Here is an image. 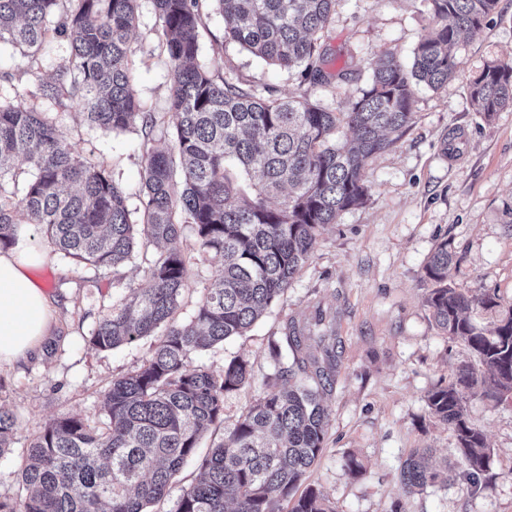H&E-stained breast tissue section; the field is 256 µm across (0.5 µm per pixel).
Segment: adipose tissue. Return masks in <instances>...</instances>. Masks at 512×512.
Listing matches in <instances>:
<instances>
[{
    "instance_id": "ef3b65f1",
    "label": "adipose tissue",
    "mask_w": 512,
    "mask_h": 512,
    "mask_svg": "<svg viewBox=\"0 0 512 512\" xmlns=\"http://www.w3.org/2000/svg\"><path fill=\"white\" fill-rule=\"evenodd\" d=\"M16 247L0 251V363L27 359L54 334L48 293L31 277L46 252L25 231Z\"/></svg>"
}]
</instances>
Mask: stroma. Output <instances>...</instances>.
I'll list each match as a JSON object with an SVG mask.
<instances>
[{
    "label": "stroma",
    "mask_w": 512,
    "mask_h": 512,
    "mask_svg": "<svg viewBox=\"0 0 512 512\" xmlns=\"http://www.w3.org/2000/svg\"><path fill=\"white\" fill-rule=\"evenodd\" d=\"M199 28L198 65L215 78L242 83L261 98L306 97L334 111L345 108L372 74L374 62L394 53L411 64L418 43L433 29L425 0H337L321 40L330 48V71L347 70L350 81L315 86L300 69L285 70L253 56L224 36V17L214 0H204ZM161 22L153 0H138L131 35L133 87L144 111L162 114L173 90L172 65L161 45ZM492 61H512V0H499L481 33L462 44L456 73L448 85L415 89L414 124L390 149L372 156L366 168L364 204L326 225L307 264L284 295L245 335L196 354L194 363L221 370L239 356L252 369L249 384L224 398V422L200 440L206 454L221 442L240 416L278 387L268 355L288 320L310 315L315 306L336 312L342 353L336 385L324 399V450L305 485L323 492L334 512H512V399L498 404L475 395L466 400L470 423L492 450L477 486L451 479L405 494L401 461L410 450L428 448L433 462L458 472L459 453L448 427L433 418L427 394L452 381L471 356L435 326L425 302L432 284L424 268L440 243L454 260L448 280L471 294H496L500 305L474 309L484 327L512 308V110L487 118L475 112L470 84ZM20 48L0 46V98L52 113L69 143L81 153L103 156L125 188L130 210L140 207L145 152L139 128L102 132L82 119L80 99L65 109L34 98L49 80V66L27 68ZM178 245L191 256L180 321H189L219 256L198 259L192 231ZM33 278L53 297L57 336L42 354L0 366V406L14 413L9 451L0 456V498L25 490L21 464L32 438L50 420L77 415L102 419L104 391L112 378L134 372L150 356L152 339L110 351L88 344L96 322L113 302L144 282L145 264L131 259L120 284L49 255ZM355 457L359 473L344 464Z\"/></svg>",
    "instance_id": "1"
}]
</instances>
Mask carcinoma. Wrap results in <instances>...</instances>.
<instances>
[{
    "label": "carcinoma",
    "mask_w": 512,
    "mask_h": 512,
    "mask_svg": "<svg viewBox=\"0 0 512 512\" xmlns=\"http://www.w3.org/2000/svg\"><path fill=\"white\" fill-rule=\"evenodd\" d=\"M214 2L225 36L268 64L302 65L313 84L346 79L328 74L320 42L336 0ZM424 2L435 27L416 47L411 69L385 54L346 110L333 112L307 100L258 98L216 80L194 64L202 0H154L174 72L170 110L158 118L142 111L133 91L137 0H0V44L26 48L31 66L50 58L52 40L68 42V55L52 64L55 74L38 95L58 107L81 98L87 123L105 133L141 125L146 153L136 218L107 165L76 151L51 113L0 99V250L17 244L16 225L32 224L53 251L111 272L115 284L139 245L154 247L145 286L112 304L89 345L109 351L156 337L139 369L112 380L105 420L63 415L44 426L21 468L26 494L0 499V512H147L161 500L202 434L224 421V397L251 378L241 357L217 372L192 364V355L244 335L303 268L321 229L364 201L368 160L414 122L415 86L448 84L461 39L480 33L498 0ZM469 96L488 118L512 108V64L486 65ZM342 127L353 132L352 144L339 142ZM158 128L172 130L173 150L153 146ZM18 158L28 166L23 181ZM9 193L21 194L18 202ZM186 226L200 253L224 263L193 317L181 323L189 260L177 242ZM450 262L443 242L425 266L435 284L426 303L437 326L464 343L482 371L461 365L452 382L428 393L427 407L452 431L474 483L489 468L491 449L469 423L465 401L479 389L495 403L512 398V308L494 328L478 327L467 312L496 308L497 298L448 284ZM268 353L274 376L288 386L257 400L199 460L201 477L175 512H227L230 504L232 512H280L286 500L289 512H334L322 493L295 492L324 450L322 398L336 385L338 362L335 318L319 310L309 321L290 320ZM14 426L13 414L0 408V456ZM399 479L413 494L442 474L430 450L416 448Z\"/></svg>",
    "instance_id": "cac0c4a2"
}]
</instances>
